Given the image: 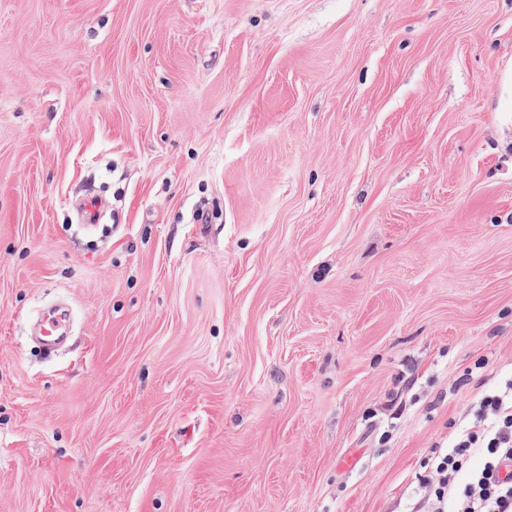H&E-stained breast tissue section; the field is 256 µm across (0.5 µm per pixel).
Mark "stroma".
I'll use <instances>...</instances> for the list:
<instances>
[{
	"label": "stroma",
	"mask_w": 512,
	"mask_h": 512,
	"mask_svg": "<svg viewBox=\"0 0 512 512\" xmlns=\"http://www.w3.org/2000/svg\"><path fill=\"white\" fill-rule=\"evenodd\" d=\"M510 378L512 0H0V512H406ZM70 319L68 309H57L46 315L40 325V331L47 338L55 337L56 334L66 328Z\"/></svg>",
	"instance_id": "stroma-1"
}]
</instances>
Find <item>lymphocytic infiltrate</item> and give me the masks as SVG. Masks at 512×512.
<instances>
[{
    "label": "lymphocytic infiltrate",
    "mask_w": 512,
    "mask_h": 512,
    "mask_svg": "<svg viewBox=\"0 0 512 512\" xmlns=\"http://www.w3.org/2000/svg\"><path fill=\"white\" fill-rule=\"evenodd\" d=\"M425 467L409 512H512V380L479 397Z\"/></svg>",
    "instance_id": "f902f5d3"
}]
</instances>
